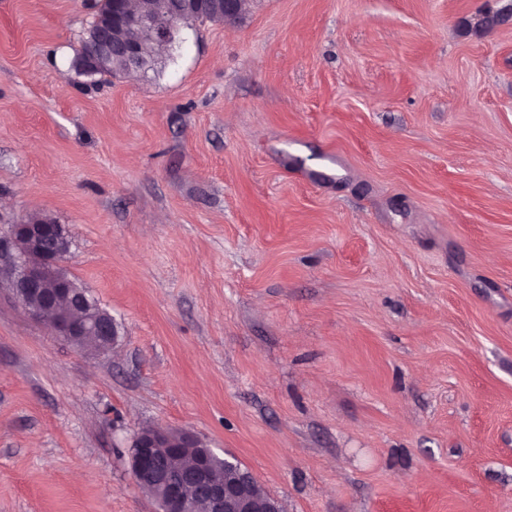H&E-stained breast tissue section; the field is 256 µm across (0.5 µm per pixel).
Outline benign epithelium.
Listing matches in <instances>:
<instances>
[{"label": "benign epithelium", "instance_id": "1", "mask_svg": "<svg viewBox=\"0 0 512 512\" xmlns=\"http://www.w3.org/2000/svg\"><path fill=\"white\" fill-rule=\"evenodd\" d=\"M238 0H181L182 14L216 12L232 20ZM112 26L102 28L85 57L88 67L116 55L127 62L126 71L147 70L143 38L164 42L171 29L161 24L160 5L140 0L132 10L128 0H115ZM12 262L9 280L20 306L34 319L47 324L55 335L77 349L91 337L97 353L117 345L119 334L109 314L83 311L82 292L63 271L71 252V238L60 224L35 220L13 224L7 244ZM131 472L139 488L162 492L161 512H191L196 497L207 503V512H281L279 502L258 489L252 474L237 461H224V475L214 476L212 449L188 429L151 426L132 439Z\"/></svg>", "mask_w": 512, "mask_h": 512}]
</instances>
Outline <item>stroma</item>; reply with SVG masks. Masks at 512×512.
Returning a JSON list of instances; mask_svg holds the SVG:
<instances>
[{
    "label": "stroma",
    "instance_id": "stroma-1",
    "mask_svg": "<svg viewBox=\"0 0 512 512\" xmlns=\"http://www.w3.org/2000/svg\"><path fill=\"white\" fill-rule=\"evenodd\" d=\"M96 2L0 0V239L65 225L120 334L0 279V512H157V425L282 512H507L512 0H250L115 78Z\"/></svg>",
    "mask_w": 512,
    "mask_h": 512
}]
</instances>
